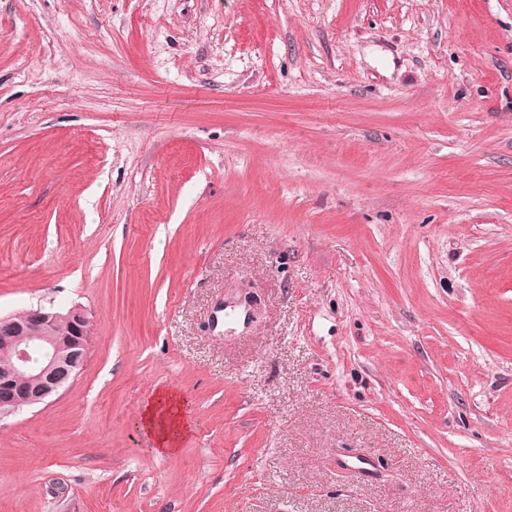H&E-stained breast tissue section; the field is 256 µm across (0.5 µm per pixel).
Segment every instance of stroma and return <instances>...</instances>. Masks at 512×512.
<instances>
[{"label":"stroma","mask_w":512,"mask_h":512,"mask_svg":"<svg viewBox=\"0 0 512 512\" xmlns=\"http://www.w3.org/2000/svg\"><path fill=\"white\" fill-rule=\"evenodd\" d=\"M74 305L0 512H512V0H0V316ZM184 402V398L173 393L160 392L142 411L137 426L151 439L152 448L149 450L154 454H173L190 434Z\"/></svg>","instance_id":"obj_1"}]
</instances>
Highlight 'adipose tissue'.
<instances>
[{"instance_id": "obj_1", "label": "adipose tissue", "mask_w": 512, "mask_h": 512, "mask_svg": "<svg viewBox=\"0 0 512 512\" xmlns=\"http://www.w3.org/2000/svg\"><path fill=\"white\" fill-rule=\"evenodd\" d=\"M138 427L150 438L154 454H173L191 430L183 398L167 391L158 393L143 410Z\"/></svg>"}]
</instances>
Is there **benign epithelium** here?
I'll return each mask as SVG.
<instances>
[{"label":"benign epithelium","instance_id":"benign-epithelium-1","mask_svg":"<svg viewBox=\"0 0 512 512\" xmlns=\"http://www.w3.org/2000/svg\"><path fill=\"white\" fill-rule=\"evenodd\" d=\"M66 324L67 334L57 333ZM90 321L79 307L67 312L41 308L0 316V419L23 406L44 402L83 371ZM35 350L42 363H30Z\"/></svg>","mask_w":512,"mask_h":512}]
</instances>
